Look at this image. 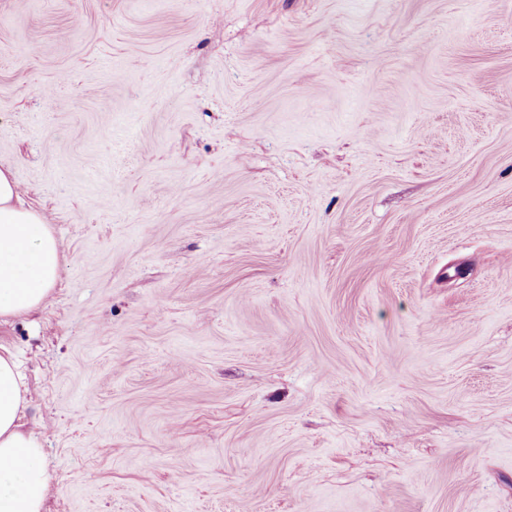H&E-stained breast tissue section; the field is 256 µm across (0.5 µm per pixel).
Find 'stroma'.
<instances>
[{"mask_svg":"<svg viewBox=\"0 0 512 512\" xmlns=\"http://www.w3.org/2000/svg\"><path fill=\"white\" fill-rule=\"evenodd\" d=\"M0 167L44 512H512V0H0ZM60 267L50 224L22 204L11 170L0 168V322L41 307Z\"/></svg>","mask_w":512,"mask_h":512,"instance_id":"obj_1","label":"stroma"}]
</instances>
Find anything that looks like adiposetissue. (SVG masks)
<instances>
[{
    "label": "adipose tissue",
    "instance_id": "ef3b65f1",
    "mask_svg": "<svg viewBox=\"0 0 512 512\" xmlns=\"http://www.w3.org/2000/svg\"><path fill=\"white\" fill-rule=\"evenodd\" d=\"M60 267L50 225L23 205L11 170L0 168V321L41 307ZM26 407L20 364L11 349L0 346V512H43L44 450L38 436L24 427Z\"/></svg>",
    "mask_w": 512,
    "mask_h": 512
}]
</instances>
